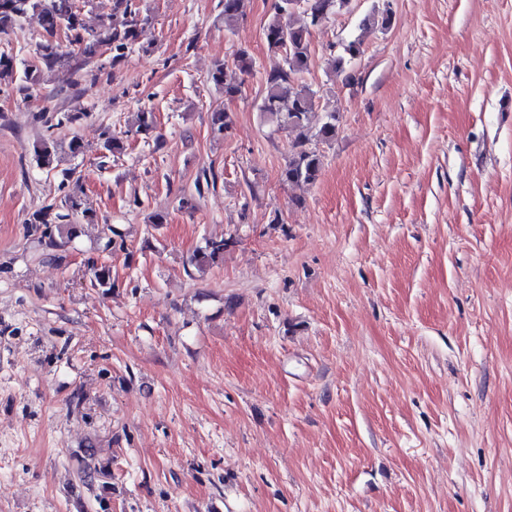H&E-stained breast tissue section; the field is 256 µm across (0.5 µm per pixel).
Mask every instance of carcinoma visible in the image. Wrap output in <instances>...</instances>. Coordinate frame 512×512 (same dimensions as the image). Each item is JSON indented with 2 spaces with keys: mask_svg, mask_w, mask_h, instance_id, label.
<instances>
[{
  "mask_svg": "<svg viewBox=\"0 0 512 512\" xmlns=\"http://www.w3.org/2000/svg\"><path fill=\"white\" fill-rule=\"evenodd\" d=\"M93 0H0V29L14 24L18 19L33 13L39 15L46 39L39 44V63L20 70L12 57L0 54V81L37 85L43 80L44 71L68 69L72 55L61 49L55 38L62 33L70 45L84 55L92 56L103 48L112 52V61L120 60L133 45L140 42L150 21L133 9L131 0H114L109 23L98 31H88L83 19L82 5ZM348 0H307V9L294 6L293 0H275L274 15L265 27L268 49L282 56V65L267 76L265 95L257 106L263 120L295 134L291 142L288 162L281 172V180L291 185H312L318 181L323 161L319 152L309 147L312 139L328 142L336 137L339 115L327 112L318 128L311 125L315 105V92L298 83V75L308 70L311 57L312 30L327 22L333 15L346 10ZM244 0H224V27L231 31L244 17ZM253 67L251 56L244 50L235 54L233 63L218 62L207 75V80L224 96L233 97L241 92L244 75ZM213 131L227 132L232 124L231 113L218 110L211 115ZM154 127V113L140 111L135 114L130 128L147 134ZM56 145L43 142L34 149L37 166L49 168L54 161ZM91 220L81 209L77 197L70 195L61 211L55 214L57 233L46 231L49 246L60 247L78 238L83 231L81 220ZM61 239H56L55 235ZM230 246L227 239H208L205 246L196 250L186 267L203 273L207 268L224 259ZM91 283L102 288H112V269L106 264L92 263L89 268Z\"/></svg>",
  "mask_w": 512,
  "mask_h": 512,
  "instance_id": "cac0c4a2",
  "label": "carcinoma"
}]
</instances>
